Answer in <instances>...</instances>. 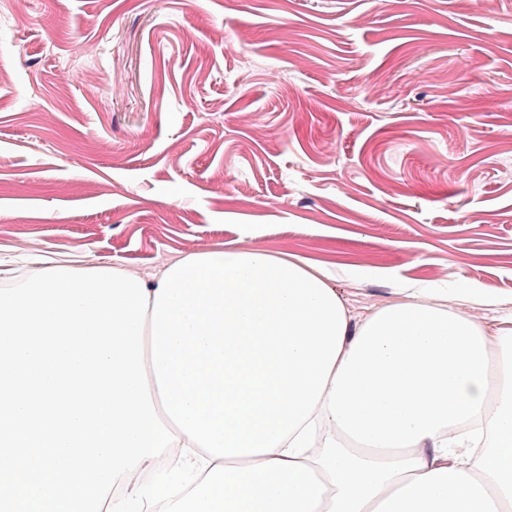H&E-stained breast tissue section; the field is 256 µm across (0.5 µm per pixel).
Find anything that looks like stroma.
<instances>
[{
	"mask_svg": "<svg viewBox=\"0 0 512 512\" xmlns=\"http://www.w3.org/2000/svg\"><path fill=\"white\" fill-rule=\"evenodd\" d=\"M19 247L147 279L261 247L356 316L405 288L511 315L512 0H0Z\"/></svg>",
	"mask_w": 512,
	"mask_h": 512,
	"instance_id": "stroma-1",
	"label": "stroma"
}]
</instances>
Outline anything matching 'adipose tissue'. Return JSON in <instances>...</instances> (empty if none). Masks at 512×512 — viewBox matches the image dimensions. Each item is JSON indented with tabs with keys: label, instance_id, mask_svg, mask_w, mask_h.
<instances>
[{
	"label": "adipose tissue",
	"instance_id": "1",
	"mask_svg": "<svg viewBox=\"0 0 512 512\" xmlns=\"http://www.w3.org/2000/svg\"><path fill=\"white\" fill-rule=\"evenodd\" d=\"M144 364L181 494L131 474L107 512H512V317L429 290L353 316L263 248L147 283Z\"/></svg>",
	"mask_w": 512,
	"mask_h": 512
}]
</instances>
